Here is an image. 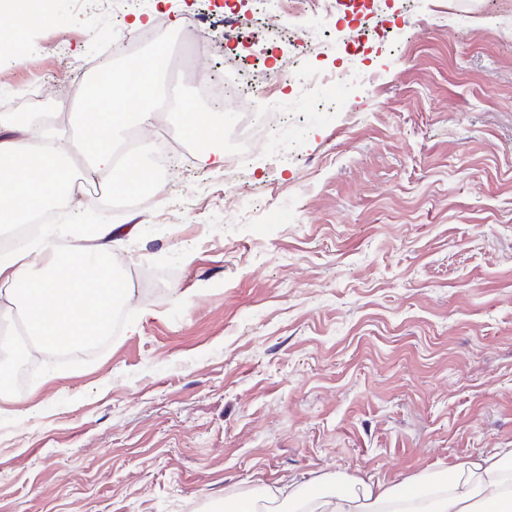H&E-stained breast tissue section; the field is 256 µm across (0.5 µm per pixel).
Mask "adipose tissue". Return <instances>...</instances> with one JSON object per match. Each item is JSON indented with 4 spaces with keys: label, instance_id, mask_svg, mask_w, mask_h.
I'll list each match as a JSON object with an SVG mask.
<instances>
[{
    "label": "adipose tissue",
    "instance_id": "obj_1",
    "mask_svg": "<svg viewBox=\"0 0 512 512\" xmlns=\"http://www.w3.org/2000/svg\"><path fill=\"white\" fill-rule=\"evenodd\" d=\"M155 80L152 70L125 66L108 71L104 87L82 82L78 113L81 136L72 151L86 160V172L105 175L110 189L124 193L163 192L148 167L143 147L126 148L125 133L149 124ZM60 142L24 125L0 136V227L27 222L36 210L68 207L83 192L65 164ZM112 257L109 224L66 227L46 224L37 238L0 254V317L22 312L36 332L32 347L55 349L57 341L81 344L109 324L114 301L129 302L132 291L100 259ZM512 448H497L457 463L441 484L413 479L405 493L374 479L356 487L320 491L305 512H512Z\"/></svg>",
    "mask_w": 512,
    "mask_h": 512
}]
</instances>
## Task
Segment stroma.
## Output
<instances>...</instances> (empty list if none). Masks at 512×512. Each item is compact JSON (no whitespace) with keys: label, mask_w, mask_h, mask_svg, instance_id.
<instances>
[{"label":"stroma","mask_w":512,"mask_h":512,"mask_svg":"<svg viewBox=\"0 0 512 512\" xmlns=\"http://www.w3.org/2000/svg\"><path fill=\"white\" fill-rule=\"evenodd\" d=\"M49 0L0 48V112L68 140L78 84L154 61L156 94L220 110V141L181 144L160 197L88 180L56 223L106 205L112 267L135 293L102 348L36 356L0 391V512H231L294 483L390 484L512 448V0ZM142 26L132 29L134 19ZM137 39L136 56L117 48ZM371 86L271 83L289 39L340 43L298 71ZM256 93L203 96L226 57ZM155 62V61H154ZM284 112L277 137L254 113ZM257 147L237 173L205 154Z\"/></svg>","instance_id":"1"}]
</instances>
